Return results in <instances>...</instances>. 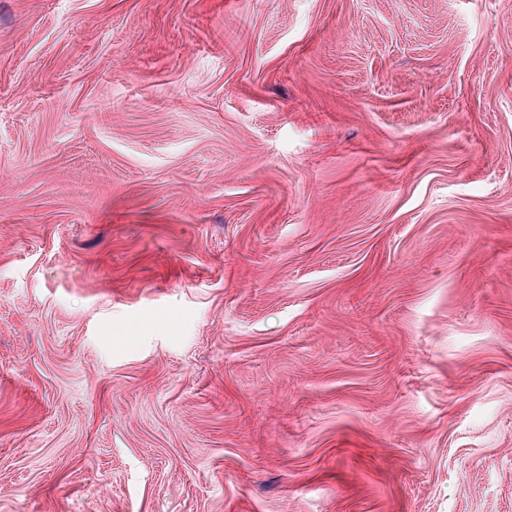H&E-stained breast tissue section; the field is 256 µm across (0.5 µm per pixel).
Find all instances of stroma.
Segmentation results:
<instances>
[{
	"label": "stroma",
	"instance_id": "obj_1",
	"mask_svg": "<svg viewBox=\"0 0 512 512\" xmlns=\"http://www.w3.org/2000/svg\"><path fill=\"white\" fill-rule=\"evenodd\" d=\"M0 512H512V0H0Z\"/></svg>",
	"mask_w": 512,
	"mask_h": 512
}]
</instances>
